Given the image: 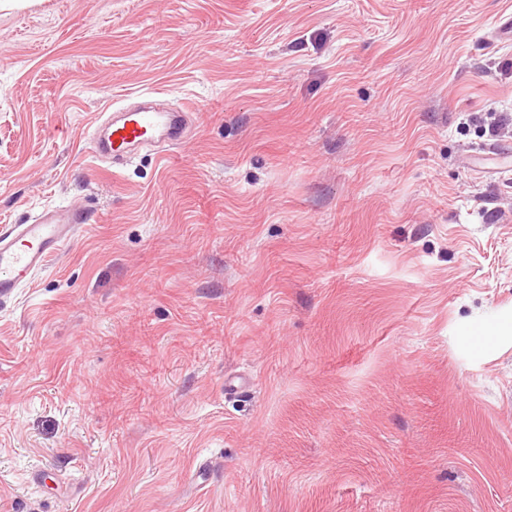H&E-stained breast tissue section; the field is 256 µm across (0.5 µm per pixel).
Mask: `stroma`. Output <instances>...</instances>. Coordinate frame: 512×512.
<instances>
[{
  "instance_id": "1",
  "label": "stroma",
  "mask_w": 512,
  "mask_h": 512,
  "mask_svg": "<svg viewBox=\"0 0 512 512\" xmlns=\"http://www.w3.org/2000/svg\"><path fill=\"white\" fill-rule=\"evenodd\" d=\"M508 14L1 8L0 224L88 220L0 300V512H512ZM145 100L195 133L96 159Z\"/></svg>"
}]
</instances>
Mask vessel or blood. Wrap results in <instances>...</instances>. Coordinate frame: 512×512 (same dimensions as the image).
Here are the masks:
<instances>
[{
  "label": "vessel or blood",
  "instance_id": "obj_1",
  "mask_svg": "<svg viewBox=\"0 0 512 512\" xmlns=\"http://www.w3.org/2000/svg\"><path fill=\"white\" fill-rule=\"evenodd\" d=\"M191 108L161 110L128 107L114 113L102 125L103 136L93 151L121 164L126 154L142 145L164 142L184 143L193 123ZM84 214L68 206L41 211L29 224L0 225V299L15 295L30 283L54 256L74 239Z\"/></svg>",
  "mask_w": 512,
  "mask_h": 512
}]
</instances>
